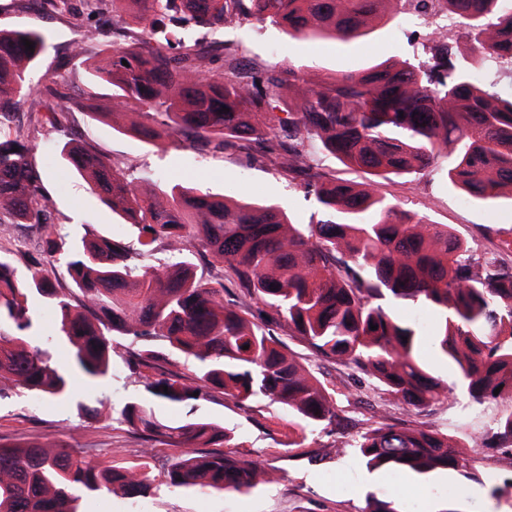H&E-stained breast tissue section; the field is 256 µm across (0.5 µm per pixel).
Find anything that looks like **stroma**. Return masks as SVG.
<instances>
[{"mask_svg": "<svg viewBox=\"0 0 512 512\" xmlns=\"http://www.w3.org/2000/svg\"><path fill=\"white\" fill-rule=\"evenodd\" d=\"M34 27L45 36V49L29 71L28 81L37 91L52 86L65 90L87 79V65L69 54L70 44L84 40L86 32L67 15L25 8L22 0H0V29ZM413 21L400 18L376 26L367 35L348 40H293L278 26L227 27L211 31L207 42L240 43L244 63L274 67L285 63L307 65L312 73L357 71L392 58L413 62L422 47L413 33ZM112 91L101 85L92 112L73 113L63 131L46 125L47 109L37 96L22 105L15 120L24 125L36 145L43 187L52 219L61 233L78 238L88 224L101 234L133 237L134 228L112 213L61 157L65 142L90 143L122 168L142 191L160 194L173 184L191 182L230 199L273 201L286 207L300 224L309 223L315 207L303 191L273 167L253 162L232 151L209 147L189 148L153 143L132 134L111 120L93 119V112L109 111ZM380 192L406 204L431 224H445L477 256L499 253L512 260V194L494 202L474 200L437 172H424L384 182ZM294 354L345 407L343 425L300 428L279 404L264 400L252 407L217 396L195 407L174 408L154 403L157 415L175 422L207 418L231 430L226 455L258 462L264 476L245 494L200 492L168 483L167 470L178 449L144 442L120 412L142 394V379L117 363L113 374L97 384L75 378L74 395L66 401L7 390L0 393V437L15 442L60 443L81 449L87 459L118 469L140 468L151 479L147 497H113L112 512H365L369 498L393 502L397 512H512V452H484L469 447L471 433L493 426L512 400L500 399L477 406L465 390L449 401L419 414L400 402L382 397L372 385L355 388L342 366L315 367L308 350L287 329H280ZM404 421L448 434L467 468L479 476L470 481L451 472L427 481L406 473L368 472L349 442L381 418Z\"/></svg>", "mask_w": 512, "mask_h": 512, "instance_id": "stroma-1", "label": "stroma"}]
</instances>
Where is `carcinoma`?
Masks as SVG:
<instances>
[{"instance_id":"obj_1","label":"carcinoma","mask_w":512,"mask_h":512,"mask_svg":"<svg viewBox=\"0 0 512 512\" xmlns=\"http://www.w3.org/2000/svg\"><path fill=\"white\" fill-rule=\"evenodd\" d=\"M436 3L446 18L462 20L470 53L459 39L431 32L416 64L388 59L308 80L291 63L248 67L239 45H212L203 36L269 23L292 39L345 41L412 13L415 0H42L44 9L91 27L92 40L104 46H80V56L95 59L91 79L59 96L51 127L84 110L94 85L105 83L113 124L135 104L146 138L253 151L317 207V220L294 224L276 205L232 202L181 184L163 204L96 151L64 144L67 164L136 228L135 244L91 224L78 240L51 230L34 146L8 126L33 92L28 70L45 37L0 29V225L44 231L42 250L24 259L25 274L0 254V392L66 399L73 376L96 382L109 374L116 355L109 332L130 336L141 346L121 359L143 374V395L123 407L124 421L150 441L182 449L167 470L172 486L235 493L256 487L258 463L198 452L231 434L209 419L170 422L151 404L178 408L219 392L241 405L273 401L308 426L342 421L343 406L290 352L277 334L282 327L317 363L345 366L419 412L448 400L457 385L476 404L511 399L512 263L497 254L473 257L447 225L428 224L377 190L380 181L420 174L441 158L450 181L476 200L512 192V95L472 76L487 61L512 64V3ZM322 155L362 170L367 181L329 176ZM201 249L223 261L220 279L197 276L190 256ZM171 251L183 260L147 261ZM58 256L67 284L50 277ZM226 280L237 290L230 300ZM35 298L54 311L69 342L65 363L33 343ZM255 301L263 309L254 311ZM421 308L432 314L428 327L405 315ZM427 347L453 370L452 383L432 375ZM181 357L192 360L193 376L172 370ZM469 445L512 447V410ZM351 447L370 470L421 479L465 467L448 435L387 418ZM150 487L146 474L95 465L77 448L0 443V512H77L83 496L135 499Z\"/></svg>"}]
</instances>
